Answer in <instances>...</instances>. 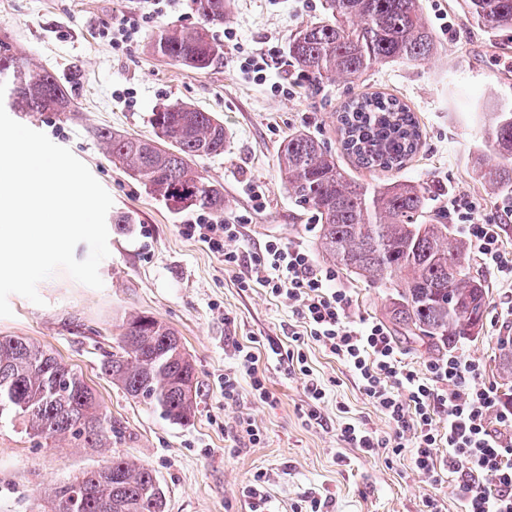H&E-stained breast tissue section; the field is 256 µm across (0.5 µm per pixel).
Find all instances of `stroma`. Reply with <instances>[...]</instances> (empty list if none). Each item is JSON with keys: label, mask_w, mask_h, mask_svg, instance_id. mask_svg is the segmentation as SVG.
Here are the masks:
<instances>
[{"label": "stroma", "mask_w": 512, "mask_h": 512, "mask_svg": "<svg viewBox=\"0 0 512 512\" xmlns=\"http://www.w3.org/2000/svg\"><path fill=\"white\" fill-rule=\"evenodd\" d=\"M439 42L434 57L379 64L355 79L324 83L313 93L299 88L285 48L298 26L322 16L321 0H231L223 24L209 35L224 58L205 71L160 61L148 44L160 29L195 28L192 0H176L159 17L143 18L142 0H0V35L10 36L30 57L70 86L71 112L15 114V121L69 148L110 194L106 216L110 251L99 267L102 288L93 289L57 271L42 281V304L11 295L12 315L0 318V336H23L50 348L82 373L116 427L107 448H84L70 440L46 448L39 439L0 426V512H49L48 491L115 456L149 467L160 480L167 512H250L243 487L255 473L268 477V512H292L304 496L328 503V512H422L436 498L442 512H457V477L440 482L418 473L413 452L367 454L341 441L343 425L389 437L394 427L363 395L349 369L312 340L302 349L310 375L290 370L286 353L304 330L287 300L261 286L241 287L243 268H228L205 243L184 236L180 226L193 213L154 199L144 185L105 154L93 134L152 136V110L186 103L213 113L224 124L222 154L200 157L197 169L224 188L223 218L243 225L236 247L258 251L277 238L316 251L319 226L295 205L279 178L278 148L288 133L304 129L337 154L352 177L373 183L390 178L427 184L431 210L448 199L473 201L482 224L503 225L512 249V197L494 193L475 168L492 160L488 131L496 112L512 105V43L476 25L459 0H422ZM140 19L136 41L113 45L110 31L121 17ZM262 54L270 65L258 82L240 69V58ZM381 92L414 113L422 145L397 174L358 167L341 152L337 115L351 97ZM334 287L353 299L350 320L383 319L392 291L335 270ZM488 304L478 336L456 349L479 363L488 382L502 384L500 349L512 338L506 288L485 274ZM148 312L181 336L198 378L193 423L179 426L132 400L101 372L117 326L128 314ZM259 340L258 368L268 401L249 392L236 348ZM243 391L224 402L225 375ZM324 384L326 397L309 398V378ZM249 420L261 436L239 433Z\"/></svg>", "instance_id": "1"}]
</instances>
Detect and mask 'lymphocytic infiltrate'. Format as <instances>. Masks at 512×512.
Wrapping results in <instances>:
<instances>
[{"label": "lymphocytic infiltrate", "instance_id": "obj_1", "mask_svg": "<svg viewBox=\"0 0 512 512\" xmlns=\"http://www.w3.org/2000/svg\"><path fill=\"white\" fill-rule=\"evenodd\" d=\"M451 205L482 266L512 287V251L502 246L499 225L475 222L473 203L456 198ZM182 232L206 243L225 265H246L241 287L255 283L288 298L307 337L349 368L367 399L395 427L393 439L381 441L349 423L341 430L343 442L367 453L414 448V465L422 475L433 480L445 470L458 475L460 512H512V403L485 380L478 363L451 352L424 368L411 366L383 322L349 321L350 293L331 287V273L301 245L273 239L246 257L227 247L241 236V225L205 214L184 224ZM440 415L446 416L447 428L438 427ZM443 446L447 456L437 457Z\"/></svg>", "mask_w": 512, "mask_h": 512}]
</instances>
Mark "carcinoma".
Wrapping results in <instances>:
<instances>
[{
  "label": "carcinoma",
  "instance_id": "cac0c4a2",
  "mask_svg": "<svg viewBox=\"0 0 512 512\" xmlns=\"http://www.w3.org/2000/svg\"><path fill=\"white\" fill-rule=\"evenodd\" d=\"M231 0H192L201 21L194 29L159 30L148 49L158 58L204 71L224 57L207 34L221 25ZM473 21L512 32V0H462ZM438 41L420 0H323V18L291 33L286 53L301 86L316 91L338 78L362 75L376 64L418 62L438 52ZM3 105L12 112H71L72 95L56 73L0 37ZM343 149L365 168L401 169L416 152L419 125L394 97L362 95L343 107ZM153 135L141 138L95 130L112 162L141 181L174 210H224L223 187L208 180L194 160L224 152V124L184 103L156 106ZM488 142L496 157L478 165L480 180L512 193V107L498 113ZM279 173L296 205L319 224L320 250L328 260L394 294L385 315L411 338L453 346L479 334L487 292L467 263L468 245L446 218L427 210V188L408 181L360 182L336 154L306 131L282 141ZM102 372L160 417L187 425L195 417L196 370L176 332L154 316L133 313L119 325ZM0 424L45 442L67 436L86 448L112 439V421L83 375L43 346L20 336H0ZM55 512H166L154 472L122 457L64 482L50 494Z\"/></svg>",
  "mask_w": 512,
  "mask_h": 512
}]
</instances>
